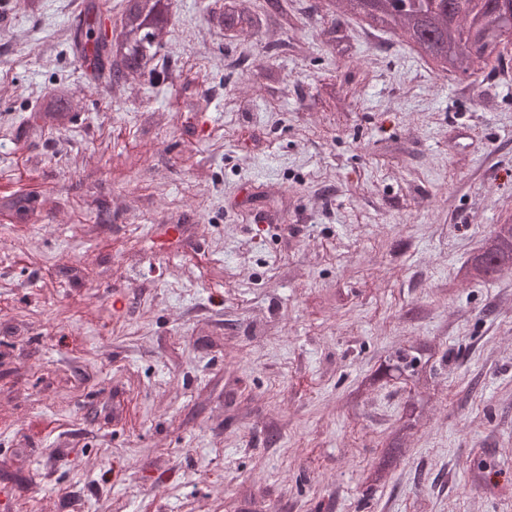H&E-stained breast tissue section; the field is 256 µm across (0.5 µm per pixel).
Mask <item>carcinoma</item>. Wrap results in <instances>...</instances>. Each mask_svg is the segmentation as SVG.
Instances as JSON below:
<instances>
[{
  "instance_id": "1",
  "label": "carcinoma",
  "mask_w": 512,
  "mask_h": 512,
  "mask_svg": "<svg viewBox=\"0 0 512 512\" xmlns=\"http://www.w3.org/2000/svg\"><path fill=\"white\" fill-rule=\"evenodd\" d=\"M121 27L107 37L100 24L99 12L87 8L73 32V45L86 55L93 44L91 62L93 80L103 87L125 85L139 75L154 71L159 54L171 34L170 0H145L137 12L121 0ZM344 13L361 18L362 27L389 36L403 33L423 58L433 61L434 71L446 75L462 72L479 77L485 72L489 56L483 53L454 65L458 54L494 38L503 30L505 19L496 0H344ZM284 0H262L253 7L252 0H224L209 13V21L224 30V37L268 31L274 25L288 26ZM322 43L343 55L348 49L350 30L335 22L320 31ZM73 93L61 84L34 111L38 117L58 122L71 111ZM505 270H512V217L493 225L479 250L459 269L462 280L482 282Z\"/></svg>"
}]
</instances>
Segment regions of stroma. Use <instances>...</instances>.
<instances>
[{"label": "stroma", "mask_w": 512, "mask_h": 512, "mask_svg": "<svg viewBox=\"0 0 512 512\" xmlns=\"http://www.w3.org/2000/svg\"><path fill=\"white\" fill-rule=\"evenodd\" d=\"M314 2L230 42L172 0L156 74L98 91L86 0H0V512H512V270L456 280L512 215V73L338 56ZM399 349L423 381H374ZM73 96L68 86L58 85L53 93L31 112H38L36 118L43 117L51 122H60L66 115L64 112H71Z\"/></svg>", "instance_id": "35a3bbf8"}]
</instances>
